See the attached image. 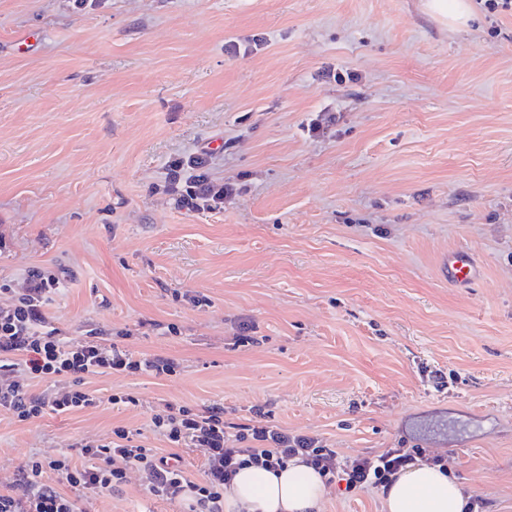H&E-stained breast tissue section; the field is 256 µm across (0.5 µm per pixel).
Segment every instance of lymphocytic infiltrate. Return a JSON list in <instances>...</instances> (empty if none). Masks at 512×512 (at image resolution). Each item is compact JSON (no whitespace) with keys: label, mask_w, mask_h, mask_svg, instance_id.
<instances>
[{"label":"lymphocytic infiltrate","mask_w":512,"mask_h":512,"mask_svg":"<svg viewBox=\"0 0 512 512\" xmlns=\"http://www.w3.org/2000/svg\"><path fill=\"white\" fill-rule=\"evenodd\" d=\"M205 154L176 159L170 165V181L178 186L180 205L209 208L222 204L234 192L232 185L215 186L202 177ZM192 176H184V169ZM59 279L32 270L27 286L12 305L0 307V406L11 408L17 419L29 422L51 412L58 415L95 405L96 399L85 389L86 377L121 373L170 375L174 361L164 357L135 358L117 344L87 339L79 344L64 341L47 326L44 308L59 288ZM22 367L35 379L62 380L52 394L28 395L12 382V367ZM154 431L175 446L200 449L206 468L201 481H192L179 462L158 455L154 449L136 443L128 432L115 430L106 444L83 442L79 453L84 466L72 465L69 454L51 459L33 457L23 466L10 492H0V512H77L76 500L44 482L45 471L56 472L72 487L97 495L118 487L125 478L115 460H123L143 470L150 495L184 503V512H224V486L240 467L254 464L266 469L283 467L289 459L302 457L326 482L345 481L347 490L386 487L404 466L414 462L413 454L399 448L355 460L345 469L336 466L334 449L321 445L317 438L291 434L276 425L255 422L230 432L224 410L212 407L203 412L181 408L153 414Z\"/></svg>","instance_id":"1"}]
</instances>
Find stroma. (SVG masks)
Segmentation results:
<instances>
[{
  "instance_id": "stroma-1",
  "label": "stroma",
  "mask_w": 512,
  "mask_h": 512,
  "mask_svg": "<svg viewBox=\"0 0 512 512\" xmlns=\"http://www.w3.org/2000/svg\"><path fill=\"white\" fill-rule=\"evenodd\" d=\"M424 2L0 0V306L41 268L64 340L177 365L88 377L96 405L67 415L0 407V492L120 427L201 480L151 417L218 405L341 467L445 457L512 512V13L471 0L453 31ZM201 149L235 192L187 209L170 163ZM466 249L456 288L442 261ZM125 473L91 497L44 479L80 512H179ZM321 512H385L383 492L331 483Z\"/></svg>"
}]
</instances>
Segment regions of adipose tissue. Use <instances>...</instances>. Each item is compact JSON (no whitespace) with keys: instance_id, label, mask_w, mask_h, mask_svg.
Wrapping results in <instances>:
<instances>
[{"instance_id":"1","label":"adipose tissue","mask_w":512,"mask_h":512,"mask_svg":"<svg viewBox=\"0 0 512 512\" xmlns=\"http://www.w3.org/2000/svg\"><path fill=\"white\" fill-rule=\"evenodd\" d=\"M387 512H468L462 483L441 465L413 463L385 490ZM321 475L295 457L278 470L247 465L224 487V512H320Z\"/></svg>"}]
</instances>
